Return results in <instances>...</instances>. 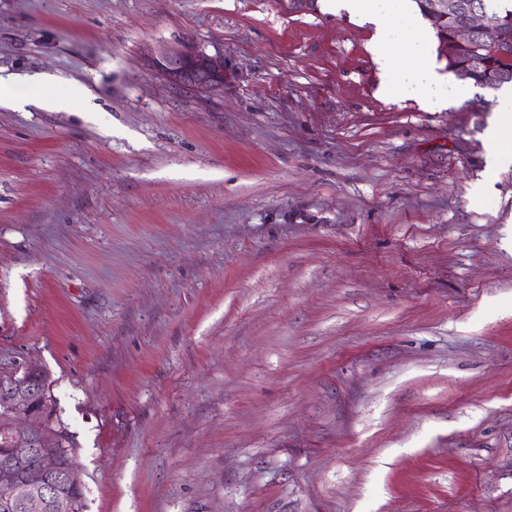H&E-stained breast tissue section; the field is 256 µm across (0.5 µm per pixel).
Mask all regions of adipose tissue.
I'll list each match as a JSON object with an SVG mask.
<instances>
[{"mask_svg":"<svg viewBox=\"0 0 512 512\" xmlns=\"http://www.w3.org/2000/svg\"><path fill=\"white\" fill-rule=\"evenodd\" d=\"M386 0H323L325 10H343L355 16L371 18L377 26L373 52L386 70L390 81L402 84L406 91L425 97L431 96L440 80L433 65L424 57L408 59L399 55L393 44ZM502 106L487 131L488 152L493 166L512 165V149L503 141L512 136V86L503 87Z\"/></svg>","mask_w":512,"mask_h":512,"instance_id":"adipose-tissue-1","label":"adipose tissue"}]
</instances>
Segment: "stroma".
<instances>
[{
	"mask_svg": "<svg viewBox=\"0 0 512 512\" xmlns=\"http://www.w3.org/2000/svg\"><path fill=\"white\" fill-rule=\"evenodd\" d=\"M373 34L280 0H0L35 97L0 106V371L47 374L86 512H512L501 101L406 92ZM182 42L222 94L156 74Z\"/></svg>",
	"mask_w": 512,
	"mask_h": 512,
	"instance_id": "obj_1",
	"label": "stroma"
}]
</instances>
